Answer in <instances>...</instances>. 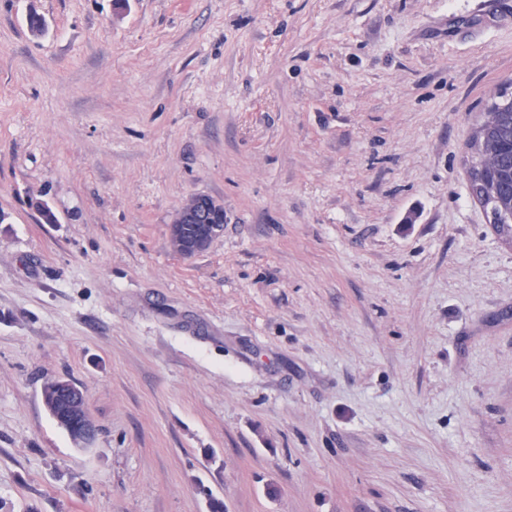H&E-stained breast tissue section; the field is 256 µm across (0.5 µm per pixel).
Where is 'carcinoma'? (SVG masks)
<instances>
[{
    "label": "carcinoma",
    "mask_w": 512,
    "mask_h": 512,
    "mask_svg": "<svg viewBox=\"0 0 512 512\" xmlns=\"http://www.w3.org/2000/svg\"><path fill=\"white\" fill-rule=\"evenodd\" d=\"M488 108V117L473 131L467 159L468 191L490 215L496 233L512 244V99Z\"/></svg>",
    "instance_id": "obj_1"
}]
</instances>
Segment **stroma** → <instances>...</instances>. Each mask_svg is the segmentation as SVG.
I'll return each mask as SVG.
<instances>
[{"label":"stroma","mask_w":512,"mask_h":512,"mask_svg":"<svg viewBox=\"0 0 512 512\" xmlns=\"http://www.w3.org/2000/svg\"><path fill=\"white\" fill-rule=\"evenodd\" d=\"M480 2L0 0V512H512ZM222 214L223 206L206 196H196L185 204L170 226L176 253L191 258L207 250L224 233ZM56 385L55 406L46 405L49 414L76 442L88 444L96 434V426L85 405L83 390L71 379L59 377Z\"/></svg>","instance_id":"1"}]
</instances>
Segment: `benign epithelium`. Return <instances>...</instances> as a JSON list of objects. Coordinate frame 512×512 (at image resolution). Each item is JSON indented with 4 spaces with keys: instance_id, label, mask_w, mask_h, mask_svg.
<instances>
[{
    "instance_id": "1",
    "label": "benign epithelium",
    "mask_w": 512,
    "mask_h": 512,
    "mask_svg": "<svg viewBox=\"0 0 512 512\" xmlns=\"http://www.w3.org/2000/svg\"><path fill=\"white\" fill-rule=\"evenodd\" d=\"M224 208L206 196H196L185 204L170 225L174 250L191 258L205 250L224 233ZM55 406L48 408L55 422L76 442L87 444L96 434V426L85 405L83 390L71 379H57Z\"/></svg>"
}]
</instances>
